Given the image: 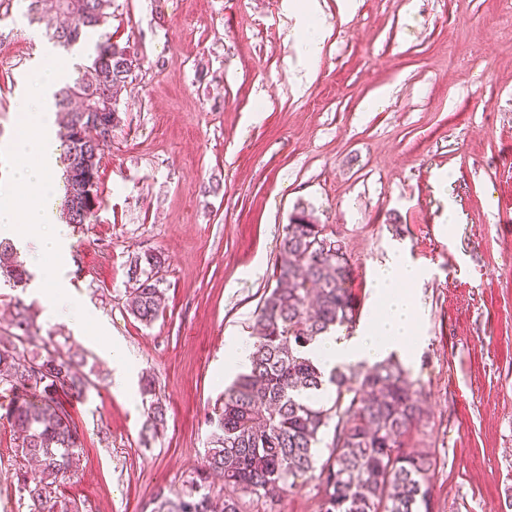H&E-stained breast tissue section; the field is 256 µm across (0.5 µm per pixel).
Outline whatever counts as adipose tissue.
<instances>
[{"mask_svg":"<svg viewBox=\"0 0 512 512\" xmlns=\"http://www.w3.org/2000/svg\"><path fill=\"white\" fill-rule=\"evenodd\" d=\"M422 277L419 267L399 255L380 266L372 325L348 338L322 337L315 347L316 361L330 369L343 363L372 364L392 353L409 356L418 313L412 288Z\"/></svg>","mask_w":512,"mask_h":512,"instance_id":"1","label":"adipose tissue"}]
</instances>
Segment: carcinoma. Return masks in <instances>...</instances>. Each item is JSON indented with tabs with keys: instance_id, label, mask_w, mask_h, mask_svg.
<instances>
[{
	"instance_id": "cac0c4a2",
	"label": "carcinoma",
	"mask_w": 512,
	"mask_h": 512,
	"mask_svg": "<svg viewBox=\"0 0 512 512\" xmlns=\"http://www.w3.org/2000/svg\"><path fill=\"white\" fill-rule=\"evenodd\" d=\"M27 2L32 22L45 15L65 18L49 36L60 55L81 51L111 17L112 0ZM94 51L93 80L76 78L52 94L56 111L65 114L57 137L66 149L63 214L69 224L89 222L98 207L82 184L99 181V155L121 122L117 94L139 69L137 57L110 36L98 39ZM280 254L275 287L253 325L250 366L215 410L204 464L181 490H158L154 512H246V497L273 506L300 477L317 480L319 512H430L432 458L406 446L424 418L419 381L391 357L328 373L310 357L319 337L356 321L345 242L302 207L286 226ZM164 264L162 254L147 253L128 269L127 308L146 324L164 302L157 277ZM0 272L15 283L31 277L3 242ZM10 328L0 336V388L10 395L6 415L17 433L23 505L26 512H79L59 489L79 469L83 433L54 398L60 392L84 398L92 381L79 371L78 354L51 349L37 335L21 302ZM330 385L335 398L328 405L323 396ZM164 418L162 403L151 402L145 428L156 430ZM215 475L224 478L222 498L212 493Z\"/></svg>"
}]
</instances>
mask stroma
<instances>
[{
    "label": "stroma",
    "instance_id": "1",
    "mask_svg": "<svg viewBox=\"0 0 512 512\" xmlns=\"http://www.w3.org/2000/svg\"><path fill=\"white\" fill-rule=\"evenodd\" d=\"M321 27L309 61L302 10ZM24 0H0V149L41 43ZM140 58L101 155L99 206L68 226L60 273L127 355L130 393L97 343L57 320L37 280H0L41 336L88 354L95 383L65 406L84 435L61 488L82 512H145L200 465L228 385L275 285L284 229L312 210L347 245L357 326L392 254L419 265L406 368L432 455L431 512H512V0H113L103 28ZM162 252L164 310L127 312L135 256ZM166 419L145 436L142 379ZM0 390V512H21Z\"/></svg>",
    "mask_w": 512,
    "mask_h": 512
}]
</instances>
